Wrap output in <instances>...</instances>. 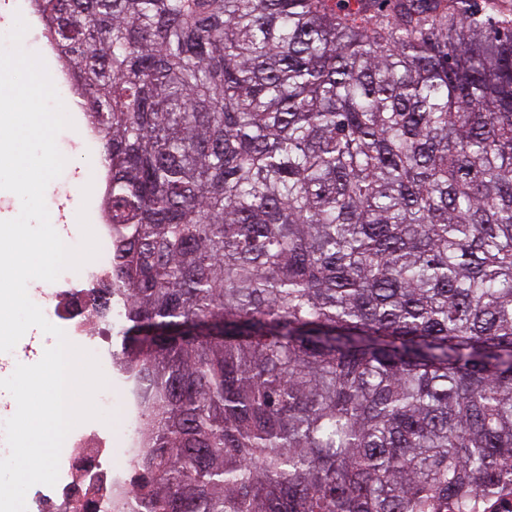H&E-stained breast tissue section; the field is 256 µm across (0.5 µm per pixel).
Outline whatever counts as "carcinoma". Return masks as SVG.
<instances>
[{
  "mask_svg": "<svg viewBox=\"0 0 512 512\" xmlns=\"http://www.w3.org/2000/svg\"><path fill=\"white\" fill-rule=\"evenodd\" d=\"M33 2L112 172L137 512L512 477V8Z\"/></svg>",
  "mask_w": 512,
  "mask_h": 512,
  "instance_id": "1",
  "label": "carcinoma"
}]
</instances>
